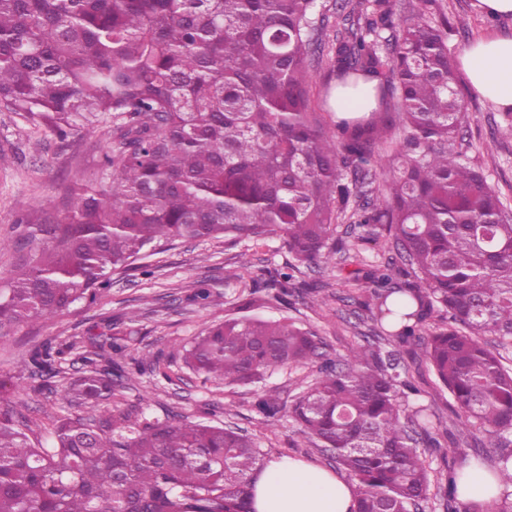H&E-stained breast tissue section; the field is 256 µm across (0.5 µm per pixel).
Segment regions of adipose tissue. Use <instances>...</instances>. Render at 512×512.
Masks as SVG:
<instances>
[{"mask_svg":"<svg viewBox=\"0 0 512 512\" xmlns=\"http://www.w3.org/2000/svg\"><path fill=\"white\" fill-rule=\"evenodd\" d=\"M458 61L477 94L501 110H512V37L478 38L462 50ZM458 488L461 501L483 505L504 491L498 472L478 463L464 469ZM356 498V485L288 456L265 464L253 507L255 512H353Z\"/></svg>","mask_w":512,"mask_h":512,"instance_id":"obj_1","label":"adipose tissue"}]
</instances>
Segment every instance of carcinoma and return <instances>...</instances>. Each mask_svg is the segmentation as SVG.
<instances>
[{"instance_id":"1","label":"carcinoma","mask_w":512,"mask_h":512,"mask_svg":"<svg viewBox=\"0 0 512 512\" xmlns=\"http://www.w3.org/2000/svg\"><path fill=\"white\" fill-rule=\"evenodd\" d=\"M415 0L411 22L391 0H359L331 44L336 80L374 84L377 107L336 117L328 134L308 112L316 0H0V105L65 139L112 117V185L87 191L63 223L29 224L28 255L0 288V339L94 300L110 274L162 241L281 235L300 265L335 263L334 224L351 196L357 242L394 239L408 267L350 273L370 284L387 332L407 343L444 308L452 326L425 355L458 406L459 424L512 444V368L485 340H512V217L480 170L450 149L465 119L448 20ZM390 175L369 176L394 128ZM294 275L267 283L288 295ZM250 305L182 345L207 380L249 385L322 357L317 336ZM131 333L100 352L50 418L54 444L29 437L0 406V512H252L264 452L222 425L150 420L102 406ZM66 349L31 363L51 379ZM407 382L393 356L357 346L325 361L288 417L357 481L355 512H414L430 487L406 429Z\"/></svg>"}]
</instances>
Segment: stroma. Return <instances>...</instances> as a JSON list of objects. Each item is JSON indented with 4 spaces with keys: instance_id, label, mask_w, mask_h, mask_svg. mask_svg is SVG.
I'll return each mask as SVG.
<instances>
[{
    "instance_id": "stroma-1",
    "label": "stroma",
    "mask_w": 512,
    "mask_h": 512,
    "mask_svg": "<svg viewBox=\"0 0 512 512\" xmlns=\"http://www.w3.org/2000/svg\"><path fill=\"white\" fill-rule=\"evenodd\" d=\"M438 3L453 28L448 39L451 58H458L463 48L479 37L512 35V17L489 19L475 8V0ZM311 69L309 110L328 131L336 119L330 103L336 82L328 53L315 52ZM458 88L467 119L454 148L483 172L488 185L512 211V137L503 133L505 113L473 93L466 77H459ZM111 143L112 119L108 116L94 129L62 141L46 126L0 108V238H21L27 225L41 223L48 213L54 219H63L84 191L108 185L111 171L105 165V155ZM359 233L357 225L349 221L336 224L330 240L335 264L302 268L297 281L313 284L314 290L295 291L285 304L269 297L265 290L249 291L227 277L228 272H241L260 283L284 269L292 257L282 236L235 246L216 239L160 247L146 258V271L112 275L96 300L76 303L48 321L17 326L0 342V374L12 376L16 384L7 401L28 420L33 437L51 445L47 417L59 411L65 388L83 371L88 337L104 333L111 326L128 329L133 338L127 354L145 360L147 367L127 381L119 398L110 400V408L161 419L182 417L230 425L250 435L268 458L290 456L344 475V468L301 435L286 414L267 417L256 407L265 390L276 394L281 403H290L313 382L317 363L276 371L249 386L205 382L183 367L178 356L180 345L248 300L252 303L251 314L267 319L285 316L314 331L324 357L345 354L352 344L394 352L403 376L415 387L407 397L410 409L425 410L431 420V433L439 441L438 447L421 450L431 483L417 512H447L443 488L448 467L454 461L451 447L460 446L468 458L491 466L500 453L498 442L488 435L475 436L450 425L456 403L438 383L423 357L422 346L401 344L383 335L376 311L364 305L365 285L346 281L353 255H360L365 269L401 261L390 240L355 253ZM200 286L211 292L208 305L200 306L189 299L193 289ZM46 342L66 345L67 352L53 388L42 391L28 358L32 349ZM153 361L159 362V369H150Z\"/></svg>"
}]
</instances>
